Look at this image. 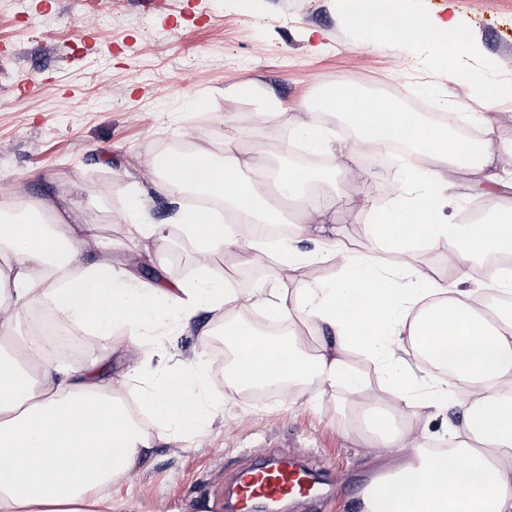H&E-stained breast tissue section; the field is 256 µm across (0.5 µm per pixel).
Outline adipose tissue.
<instances>
[{
    "mask_svg": "<svg viewBox=\"0 0 512 512\" xmlns=\"http://www.w3.org/2000/svg\"><path fill=\"white\" fill-rule=\"evenodd\" d=\"M342 2L365 43L394 37L450 57L478 52L456 14L413 17L405 0ZM321 106L354 129L346 157L366 146L383 148L406 139L426 149L434 165L413 169L412 179L395 196L374 206V221L365 231L375 254L350 252L336 233H329L321 239L322 254L335 258L341 277L307 285L292 305L279 293L268 299L281 322L296 318L315 328L321 339L318 354H308L295 335L282 338L241 328L232 318L241 292L228 287L205 261L195 280L170 288L135 280L129 271L113 267L108 255L84 261V253L100 249L101 242L96 224L64 220L75 206L70 199L50 205V217L27 210L0 223V457L12 464L8 479H0V512H101L113 478L153 446L141 416H149L162 434L179 435L192 432L201 415L224 408L199 362L181 377H160L141 388V413L133 415L113 392L111 379L95 366L52 368L41 354L15 342L14 321L31 314L38 302L69 328L90 326L108 336L123 327L131 339H145L157 357L165 354L167 324L161 310L173 308L186 326L200 311L224 309V339L235 351L225 379L232 390L287 380L320 387L342 381L358 388L343 356L346 347H357L384 372L406 407L418 405L435 416L452 410L463 422L451 447L431 448L408 439L392 415L373 416L369 425L378 446L400 449L401 458L385 463L380 477L365 486L362 512H512V271L492 277L503 295L493 323L475 309V291L464 268L452 286L430 278L402 294L392 286L397 270L411 271L408 256L414 245L452 250L464 264L512 244L511 206L493 200L482 204L489 218L480 225L457 223L445 212L454 175L466 169L497 181V165L512 157V145L492 137L477 145L461 141L451 131L456 114L444 100L437 103L444 115L434 130L418 113L406 111L399 98H365L353 86L330 88ZM269 118L307 149L334 152L327 129L297 122L278 109ZM234 150L226 145L220 163L196 151L179 156L177 165L198 174L199 190L217 194L226 210L257 224L286 223V215L258 191L264 170L241 164ZM173 219L204 257L241 245L238 225L216 222L210 212L181 206ZM385 252L400 255L399 264L384 263ZM403 335L415 354L429 359L455 352V370L467 392L458 394L447 381L420 387L403 374L388 356Z\"/></svg>",
    "mask_w": 512,
    "mask_h": 512,
    "instance_id": "ef3b65f1",
    "label": "adipose tissue"
}]
</instances>
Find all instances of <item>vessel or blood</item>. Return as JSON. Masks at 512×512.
I'll return each mask as SVG.
<instances>
[{
	"mask_svg": "<svg viewBox=\"0 0 512 512\" xmlns=\"http://www.w3.org/2000/svg\"><path fill=\"white\" fill-rule=\"evenodd\" d=\"M309 490L306 472L295 457H281L268 466L241 472L234 491L239 512H246L249 504L258 498L284 499Z\"/></svg>",
	"mask_w": 512,
	"mask_h": 512,
	"instance_id": "obj_1",
	"label": "vessel or blood"
}]
</instances>
